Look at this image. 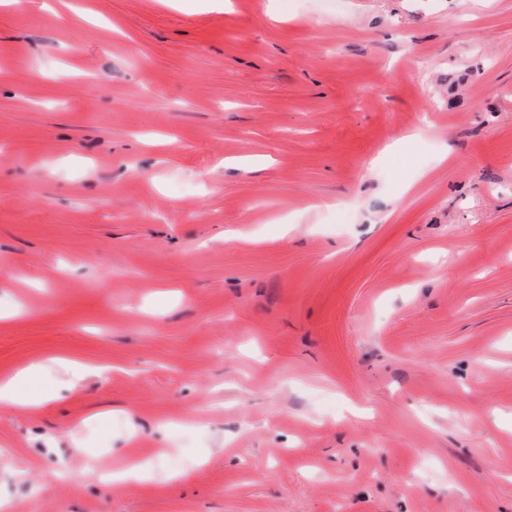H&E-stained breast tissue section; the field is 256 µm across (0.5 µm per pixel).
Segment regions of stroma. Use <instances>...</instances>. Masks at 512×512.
Instances as JSON below:
<instances>
[{
  "label": "stroma",
  "mask_w": 512,
  "mask_h": 512,
  "mask_svg": "<svg viewBox=\"0 0 512 512\" xmlns=\"http://www.w3.org/2000/svg\"><path fill=\"white\" fill-rule=\"evenodd\" d=\"M57 358L5 512H512V0H0V380Z\"/></svg>",
  "instance_id": "1"
}]
</instances>
